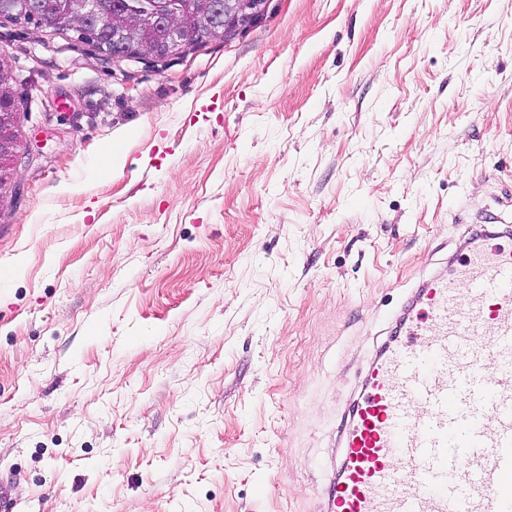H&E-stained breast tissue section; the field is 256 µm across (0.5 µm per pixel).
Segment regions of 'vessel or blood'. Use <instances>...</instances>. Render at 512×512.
Listing matches in <instances>:
<instances>
[{"label":"vessel or blood","instance_id":"vessel-or-blood-1","mask_svg":"<svg viewBox=\"0 0 512 512\" xmlns=\"http://www.w3.org/2000/svg\"><path fill=\"white\" fill-rule=\"evenodd\" d=\"M340 435L325 512H512V247L414 294Z\"/></svg>","mask_w":512,"mask_h":512}]
</instances>
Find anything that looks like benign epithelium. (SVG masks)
Returning a JSON list of instances; mask_svg holds the SVG:
<instances>
[{"label": "benign epithelium", "instance_id": "1", "mask_svg": "<svg viewBox=\"0 0 512 512\" xmlns=\"http://www.w3.org/2000/svg\"><path fill=\"white\" fill-rule=\"evenodd\" d=\"M40 0H0V12L18 18L40 20V25L51 28L67 23L81 36L98 37L101 29L100 14L112 0H83L81 21L50 18L37 8ZM269 0H187L191 17H206L210 23L197 30L198 39L229 40L255 26L264 16ZM132 23L119 19L112 24V41L100 43L101 53L114 59H124L127 53L139 59L164 61L167 56L185 51L196 44L182 34V20H174L156 10L131 12ZM14 113L4 111L0 103V204L3 190L19 156V141L13 137L11 123Z\"/></svg>", "mask_w": 512, "mask_h": 512}]
</instances>
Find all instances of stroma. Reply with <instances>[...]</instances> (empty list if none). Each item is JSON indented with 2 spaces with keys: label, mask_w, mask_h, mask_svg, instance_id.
Listing matches in <instances>:
<instances>
[{
  "label": "stroma",
  "mask_w": 512,
  "mask_h": 512,
  "mask_svg": "<svg viewBox=\"0 0 512 512\" xmlns=\"http://www.w3.org/2000/svg\"><path fill=\"white\" fill-rule=\"evenodd\" d=\"M0 51L15 512H322L396 315L512 216V0H270L163 68L0 17ZM3 111L4 105L0 102V206L4 202L2 190L11 182L14 175L20 147L18 138L13 137L11 129L16 112ZM10 175L11 178L7 181Z\"/></svg>",
  "instance_id": "35a3bbf8"
}]
</instances>
